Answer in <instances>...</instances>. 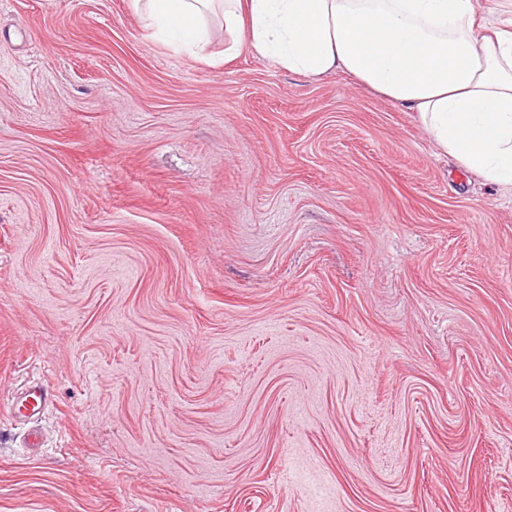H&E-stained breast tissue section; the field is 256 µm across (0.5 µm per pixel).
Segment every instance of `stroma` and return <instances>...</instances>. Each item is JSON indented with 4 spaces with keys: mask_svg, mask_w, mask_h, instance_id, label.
<instances>
[{
    "mask_svg": "<svg viewBox=\"0 0 512 512\" xmlns=\"http://www.w3.org/2000/svg\"><path fill=\"white\" fill-rule=\"evenodd\" d=\"M209 54L0 0V512H512V187ZM49 390L43 383H31L22 389L20 395L8 401V412L14 418L28 419L45 408L49 401Z\"/></svg>",
    "mask_w": 512,
    "mask_h": 512,
    "instance_id": "1",
    "label": "stroma"
}]
</instances>
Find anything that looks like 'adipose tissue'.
<instances>
[{"label":"adipose tissue","mask_w":512,"mask_h":512,"mask_svg":"<svg viewBox=\"0 0 512 512\" xmlns=\"http://www.w3.org/2000/svg\"><path fill=\"white\" fill-rule=\"evenodd\" d=\"M167 45L200 56L214 26L290 73L354 77L417 113L438 149L512 186V31H487L474 0H132Z\"/></svg>","instance_id":"ef3b65f1"}]
</instances>
